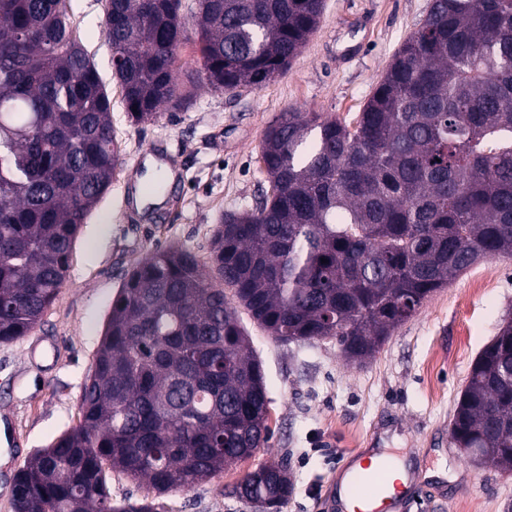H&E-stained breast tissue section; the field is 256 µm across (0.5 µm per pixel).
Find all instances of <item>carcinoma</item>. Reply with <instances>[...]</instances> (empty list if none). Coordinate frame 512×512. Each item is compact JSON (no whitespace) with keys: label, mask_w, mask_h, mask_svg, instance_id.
Masks as SVG:
<instances>
[{"label":"carcinoma","mask_w":512,"mask_h":512,"mask_svg":"<svg viewBox=\"0 0 512 512\" xmlns=\"http://www.w3.org/2000/svg\"><path fill=\"white\" fill-rule=\"evenodd\" d=\"M107 0L103 34L131 118L181 110L184 81L261 86L316 30L324 0ZM201 66L181 78L190 34ZM260 161L270 189L221 219L201 259L161 247L125 278L79 424L16 477L15 512H152L117 505L116 469L161 494L190 489L268 439L261 362L232 301L283 342L372 357L477 262L512 257V0H433L353 124L283 112ZM122 167L112 106L68 0H0V342L42 320L81 224ZM232 291L227 296L226 290ZM459 448L512 474V319L475 359L453 414ZM248 476L233 493L288 500Z\"/></svg>","instance_id":"cac0c4a2"}]
</instances>
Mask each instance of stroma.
Here are the masks:
<instances>
[{
    "mask_svg": "<svg viewBox=\"0 0 512 512\" xmlns=\"http://www.w3.org/2000/svg\"><path fill=\"white\" fill-rule=\"evenodd\" d=\"M431 2L324 0L317 30L284 74L232 95L198 83L188 109L164 106L155 122L138 125L112 75L101 28L105 0H70L73 24L111 99L123 165L81 226L65 285L40 325L0 343V418L14 424L0 432V512H14V473L78 424L82 388L126 274L170 244L207 258L222 215L254 208L269 189L259 161L268 126L289 110L353 121ZM151 150L174 162L177 191L164 217L134 218L129 183ZM478 267L490 288L468 296L465 277H458L360 365L329 340L279 342L240 311L265 373V447L191 489L162 495L110 472L113 499L147 498L155 512H258L232 488L260 465L281 462L292 494L280 512H325L345 458L370 452L378 432L382 449L422 476L421 489L405 497L402 512H512V475L470 464L449 438L472 362L512 319V259H485Z\"/></svg>",
    "mask_w": 512,
    "mask_h": 512,
    "instance_id": "35a3bbf8",
    "label": "stroma"
}]
</instances>
